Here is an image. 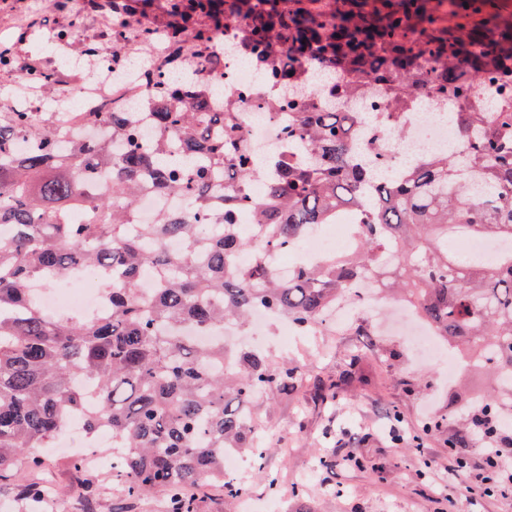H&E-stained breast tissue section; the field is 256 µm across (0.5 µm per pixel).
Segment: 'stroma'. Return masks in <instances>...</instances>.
I'll return each mask as SVG.
<instances>
[{
  "instance_id": "1",
  "label": "stroma",
  "mask_w": 512,
  "mask_h": 512,
  "mask_svg": "<svg viewBox=\"0 0 512 512\" xmlns=\"http://www.w3.org/2000/svg\"><path fill=\"white\" fill-rule=\"evenodd\" d=\"M105 0H0V34L26 23L31 38L19 42L21 56L40 57L43 67L60 69L65 60L80 59L90 48L105 49L109 41L103 21L110 15ZM82 19V36L65 55L45 49V28L60 32L73 17ZM255 350L270 362H294L306 377L304 387L288 394L260 396L253 415L263 437V455L238 476L259 507L273 512H512V494L494 492L469 502L456 487L438 501L455 449L448 439L464 416L466 404L477 397L498 396L499 377L471 369L448 377L450 352L432 358L417 354L408 337L380 332L367 313L306 335L283 340L277 328L256 337ZM401 413L389 418V409ZM442 421L435 434L417 448L399 437L419 429L424 421ZM363 459L341 464L347 452ZM45 475L59 491L54 512H77L69 490L78 480L98 490L96 512H168V497L153 492L124 502L108 463L110 451H97L100 467L77 475L68 468V454L41 449ZM336 459L333 472L318 461Z\"/></svg>"
}]
</instances>
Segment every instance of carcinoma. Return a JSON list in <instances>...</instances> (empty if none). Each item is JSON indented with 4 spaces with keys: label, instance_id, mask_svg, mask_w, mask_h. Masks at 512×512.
<instances>
[{
    "label": "carcinoma",
    "instance_id": "cac0c4a2",
    "mask_svg": "<svg viewBox=\"0 0 512 512\" xmlns=\"http://www.w3.org/2000/svg\"><path fill=\"white\" fill-rule=\"evenodd\" d=\"M112 12L113 48L132 29L152 51L154 24L122 0ZM162 28L180 56L232 31L235 49L288 97L282 133L298 158L274 159L277 174L264 175L240 150L238 115L227 104L216 111L220 75L199 70L169 83L165 68L149 69L148 124L159 132L149 145L132 100L72 113L96 131L79 140L53 113L0 100V225L16 229L0 239V486L28 502L47 500L48 488L44 462L26 449L50 447L72 413L92 436L112 432V474L127 498L165 491L169 512H196L193 491L206 480L240 498L245 488L224 478V450L254 439L256 396L297 388L302 376L186 329L244 324L257 306L311 329L391 249L404 260L382 286L397 285L438 336L483 350L481 366L512 374V256L477 265L448 254L450 234L512 239V15L499 0H166ZM307 60L334 75V96L378 82L388 138L423 95L451 104L462 157L375 172L353 145L361 113L324 112L298 93ZM145 192L185 205L143 222ZM347 207L366 211L353 255L300 266L286 281L268 266L266 252L296 246ZM84 264L104 286L97 314L46 311L29 285ZM503 414L494 399L475 407L448 447L464 459L476 439L496 438ZM76 495L94 512L93 485Z\"/></svg>",
    "mask_w": 512,
    "mask_h": 512
}]
</instances>
